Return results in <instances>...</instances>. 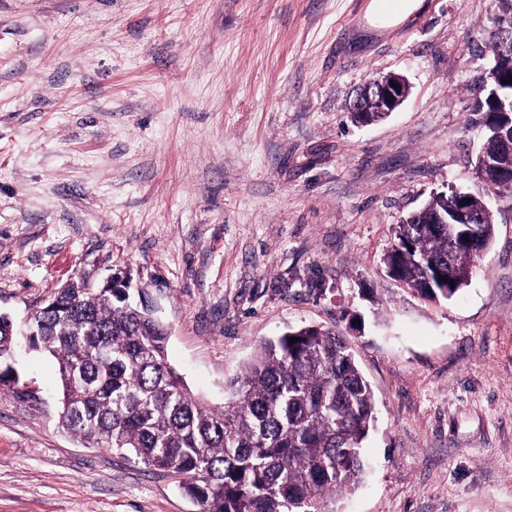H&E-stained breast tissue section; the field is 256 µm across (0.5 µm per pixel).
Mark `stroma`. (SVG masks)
<instances>
[{"label":"stroma","instance_id":"stroma-1","mask_svg":"<svg viewBox=\"0 0 512 512\" xmlns=\"http://www.w3.org/2000/svg\"><path fill=\"white\" fill-rule=\"evenodd\" d=\"M0 0V312L128 272L170 364L223 405L257 346L343 336L375 400L336 512H512V204L453 298L391 279L395 227L485 187L473 85L493 0ZM395 72L410 94L358 125ZM0 512H199L176 478L58 426L56 360L18 337ZM396 83L398 88L392 86ZM410 92L407 81L398 74L373 76L365 82L358 95L350 105L349 112L360 114L365 112L367 121L377 118V112L387 115L394 112L406 100ZM373 105L374 109L369 106Z\"/></svg>","mask_w":512,"mask_h":512}]
</instances>
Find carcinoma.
<instances>
[{"label":"carcinoma","mask_w":512,"mask_h":512,"mask_svg":"<svg viewBox=\"0 0 512 512\" xmlns=\"http://www.w3.org/2000/svg\"><path fill=\"white\" fill-rule=\"evenodd\" d=\"M493 63L512 72V53L490 34ZM486 156L504 175L488 185L512 203V152ZM478 224L432 231L423 217L450 215L456 191L433 195L396 226L384 264L392 279L427 300L450 299L488 247L495 219L465 193ZM31 337L57 360L59 424L87 448L132 454L179 479L201 512H335L336 493L355 489L374 396L342 338L302 327L263 342L231 397L216 408L195 396L166 360V327L130 302L129 280L58 289L33 315ZM297 341L291 343L289 339ZM12 320L0 315V360L11 353Z\"/></svg>","instance_id":"obj_1"}]
</instances>
